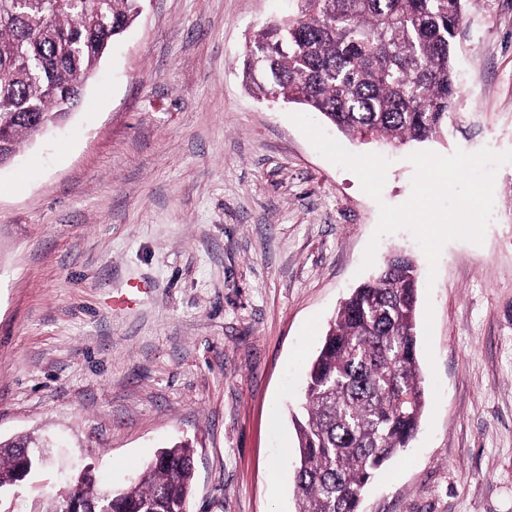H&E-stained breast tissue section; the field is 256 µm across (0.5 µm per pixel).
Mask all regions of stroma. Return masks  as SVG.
Instances as JSON below:
<instances>
[{
    "mask_svg": "<svg viewBox=\"0 0 512 512\" xmlns=\"http://www.w3.org/2000/svg\"><path fill=\"white\" fill-rule=\"evenodd\" d=\"M292 0H146L100 63L88 105L0 168V441L31 438L42 468L0 512H45L92 467L131 484L156 452L195 450L187 512H298L291 420L307 371L359 267L380 204L411 195L413 144L327 133L390 161L381 200L255 97L250 36ZM448 128L426 150H512V0H467ZM433 362L410 447L365 488L360 512H512V163L494 181L484 241L430 267ZM143 285L130 309L112 297Z\"/></svg>",
    "mask_w": 512,
    "mask_h": 512,
    "instance_id": "stroma-1",
    "label": "stroma"
}]
</instances>
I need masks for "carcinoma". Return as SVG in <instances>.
Masks as SVG:
<instances>
[{
  "mask_svg": "<svg viewBox=\"0 0 512 512\" xmlns=\"http://www.w3.org/2000/svg\"><path fill=\"white\" fill-rule=\"evenodd\" d=\"M264 25L242 60L263 97L320 113L349 136L424 143L448 124L457 92L452 51L465 0H294ZM141 0H0V123L11 148L34 123L82 101L102 57L135 21ZM269 56L261 75L250 58ZM417 267L396 253L343 300L311 362L298 435V512H359L362 490L409 447L426 404L418 348ZM31 440L0 442V487L19 477ZM194 449H161L138 483L110 491L112 512H183ZM92 476L84 512H99Z\"/></svg>",
  "mask_w": 512,
  "mask_h": 512,
  "instance_id": "cac0c4a2",
  "label": "carcinoma"
}]
</instances>
